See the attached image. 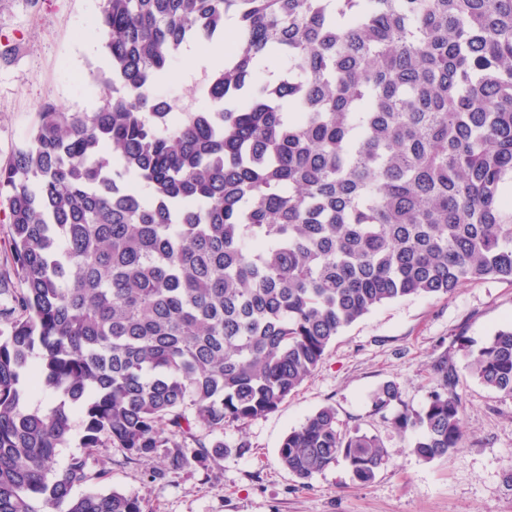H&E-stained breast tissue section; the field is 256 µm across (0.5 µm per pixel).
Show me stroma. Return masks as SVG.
Listing matches in <instances>:
<instances>
[{
	"label": "stroma",
	"instance_id": "obj_1",
	"mask_svg": "<svg viewBox=\"0 0 512 512\" xmlns=\"http://www.w3.org/2000/svg\"><path fill=\"white\" fill-rule=\"evenodd\" d=\"M99 7L100 0H0L1 166L27 140L40 103L75 112L102 106L92 79L106 64L93 25ZM210 73L182 54L155 91L193 110ZM509 325L512 283L492 277L448 297L383 305L347 327L275 412L225 424L223 456L169 473L164 457L130 463L107 448L89 456L92 479L74 492L114 489L137 497L144 512H512V397L471 376L462 348ZM443 354L459 377L466 436L461 448L425 462L374 410L371 395L391 381L404 407L421 409L437 388L432 364ZM327 406L340 429L383 439L391 460L371 483L357 484L339 463L304 486L280 464L288 430Z\"/></svg>",
	"mask_w": 512,
	"mask_h": 512
}]
</instances>
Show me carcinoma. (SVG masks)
<instances>
[{"instance_id":"obj_1","label":"carcinoma","mask_w":512,"mask_h":512,"mask_svg":"<svg viewBox=\"0 0 512 512\" xmlns=\"http://www.w3.org/2000/svg\"><path fill=\"white\" fill-rule=\"evenodd\" d=\"M96 24L103 106L39 105L0 166L24 284L0 310V512H143L73 495L85 458L52 466L76 407L83 447L162 450L177 472L224 454L208 438L225 423L275 412L376 308L512 283V0H101ZM217 40L204 107L147 92ZM465 348L512 397V327ZM433 371L440 390L391 418L427 462L464 437L447 355ZM38 386L60 400L30 406ZM400 402L393 382L373 395ZM278 457L303 485L339 461L365 485L389 462L332 407Z\"/></svg>"}]
</instances>
